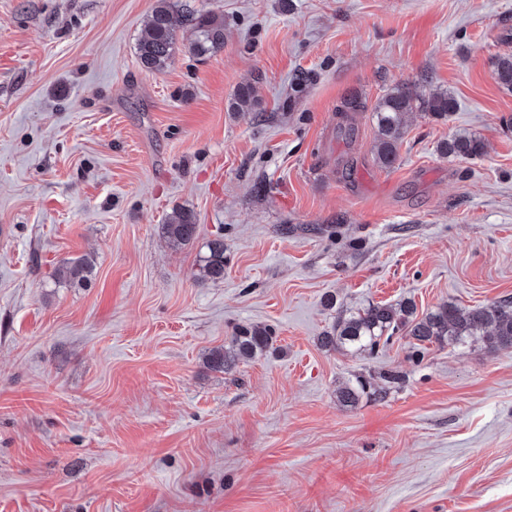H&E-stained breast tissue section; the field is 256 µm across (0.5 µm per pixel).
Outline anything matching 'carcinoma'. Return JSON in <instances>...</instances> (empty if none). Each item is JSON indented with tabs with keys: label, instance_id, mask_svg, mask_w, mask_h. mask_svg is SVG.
<instances>
[{
	"label": "carcinoma",
	"instance_id": "carcinoma-1",
	"mask_svg": "<svg viewBox=\"0 0 512 512\" xmlns=\"http://www.w3.org/2000/svg\"><path fill=\"white\" fill-rule=\"evenodd\" d=\"M182 24L189 32L184 42L179 41L170 0H155L136 45L137 59L143 69L163 72L182 48L200 58L224 48L222 17L187 8L183 11ZM493 75L501 86L512 90V54L496 58ZM253 104L252 89L242 88L235 94L230 109L241 112ZM456 108L457 102L448 92L421 98L407 83H397L373 108L378 132L374 146L376 162L383 168L394 166L409 113L427 112L435 118L446 119ZM483 151L482 140L475 136H455L441 146L443 155L461 159L477 157ZM198 229L194 212L183 208L174 210L161 225L163 237L176 248L194 240ZM197 279L213 282L224 279V237L217 236L207 242L206 252L198 260ZM398 331L405 332L418 346L443 347L480 341L490 349H512V298L496 300L467 312L448 302L421 318L417 317L415 305L410 301L370 304L350 317L339 319L320 337L319 343L335 351L371 356ZM271 342V332L266 327L242 328L224 349L212 353L211 363L227 369L241 358L249 359L265 351ZM386 395L385 387L358 379L355 384L340 389L338 398L342 404L353 406L364 396L382 401Z\"/></svg>",
	"mask_w": 512,
	"mask_h": 512
}]
</instances>
